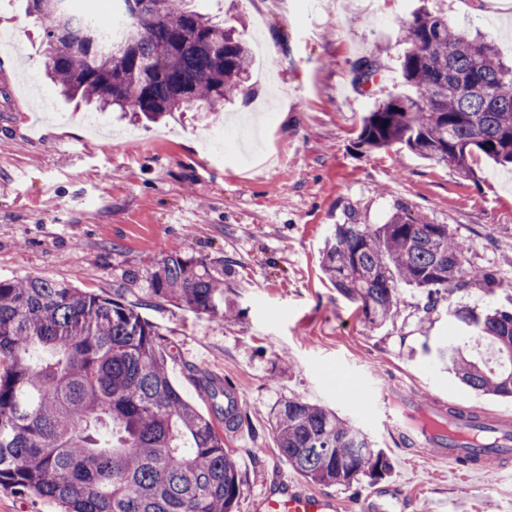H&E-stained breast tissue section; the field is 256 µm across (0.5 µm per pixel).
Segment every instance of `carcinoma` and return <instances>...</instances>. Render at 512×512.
I'll use <instances>...</instances> for the list:
<instances>
[{"label":"carcinoma","instance_id":"obj_1","mask_svg":"<svg viewBox=\"0 0 512 512\" xmlns=\"http://www.w3.org/2000/svg\"><path fill=\"white\" fill-rule=\"evenodd\" d=\"M29 2L47 76L67 99L154 120L255 93L250 49L194 0H120L130 26L109 43L78 25L63 0ZM400 32L414 93L368 112L358 145L402 144L463 177L483 159L512 165V67L439 10L418 9ZM468 249L448 225L399 207L385 224L335 225L320 268L379 326L396 314L404 285L430 297L503 287L498 269L470 265ZM145 299L232 315L223 277L178 253L153 264ZM452 316L464 335L437 347L436 359L471 389L511 398L512 367L488 372L463 346L489 338L512 363V310ZM271 418L281 457L314 482L349 488L391 470L383 449L323 406L288 397ZM0 488L50 499L60 512H233L240 479L224 434L172 384L158 334L121 289L104 296L35 276L0 280Z\"/></svg>","mask_w":512,"mask_h":512}]
</instances>
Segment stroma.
I'll return each instance as SVG.
<instances>
[{"label":"stroma","instance_id":"1","mask_svg":"<svg viewBox=\"0 0 512 512\" xmlns=\"http://www.w3.org/2000/svg\"><path fill=\"white\" fill-rule=\"evenodd\" d=\"M446 10L456 28L485 35L512 64V13L490 0H384L381 16L359 0H200L254 47L250 101L174 112L145 123L97 114L63 100L45 76L41 29L27 0H0V279L44 275L126 303L160 336L168 374L205 416L216 409L204 378L241 395L240 436L224 447L239 467L236 512H249L263 484L284 476L336 497L342 512L375 486H399L407 512H512V474L457 478L435 449L398 450L353 382L402 385L421 402L512 418V399L460 384L435 360L458 336L449 311L512 309V168L483 161L472 179L396 144H356L366 112L404 91L399 17L421 5ZM376 60L374 80L357 84L355 62ZM249 129V139L209 162L210 128ZM447 225L474 266L501 268L503 288L440 293L404 288L394 318L365 323L356 304L324 278L320 253L333 225L385 223L397 207ZM180 252L224 263L223 320L167 301L142 304L154 261ZM323 405L388 453L391 472L344 488L299 478L282 459L269 413L282 398Z\"/></svg>","mask_w":512,"mask_h":512}]
</instances>
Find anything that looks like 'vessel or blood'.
I'll return each instance as SVG.
<instances>
[{
    "mask_svg": "<svg viewBox=\"0 0 512 512\" xmlns=\"http://www.w3.org/2000/svg\"><path fill=\"white\" fill-rule=\"evenodd\" d=\"M381 411L388 431L409 449L433 447L452 466L467 464L479 473L494 467H512V423L472 427L449 414L446 403L420 404L412 391L391 388L381 396ZM398 488L372 489L353 504L354 512H395L401 504ZM250 512H339L336 500L306 490L285 479L268 482L253 498Z\"/></svg>",
    "mask_w": 512,
    "mask_h": 512,
    "instance_id": "b4317fda",
    "label": "vessel or blood"
}]
</instances>
